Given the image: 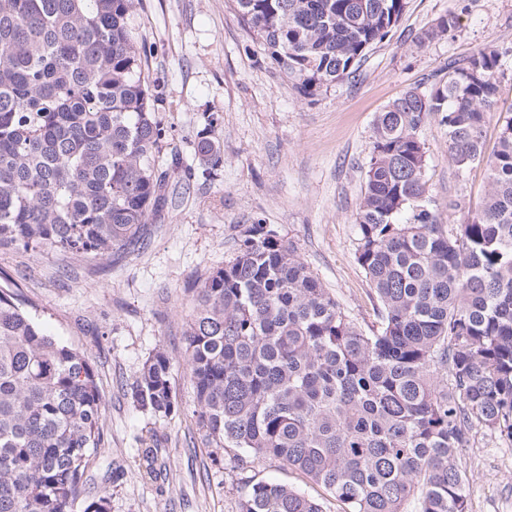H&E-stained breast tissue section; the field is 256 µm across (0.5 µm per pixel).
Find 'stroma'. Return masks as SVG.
Segmentation results:
<instances>
[{
    "label": "stroma",
    "mask_w": 512,
    "mask_h": 512,
    "mask_svg": "<svg viewBox=\"0 0 512 512\" xmlns=\"http://www.w3.org/2000/svg\"><path fill=\"white\" fill-rule=\"evenodd\" d=\"M451 13L459 27L427 38ZM131 26L152 50L145 74L163 98L157 117L169 137L160 157L173 170L171 196L138 247L94 261L0 248V274L18 281L50 335L89 358L105 396L104 445L92 474L96 487L110 489V512H240L260 481L294 486L321 499L324 512H341L333 496L277 459L228 448L222 465H212L183 366L194 309L188 289L233 256L242 225L259 221L296 247L359 327L373 324L355 224L375 118L405 91L442 78L449 60L511 48L512 0H409L356 76L312 98L257 53L232 0H141ZM208 112L224 117L215 131L224 166L206 182L187 172L198 166L192 143ZM420 137L426 207L439 223H466L487 185L485 163L459 171L438 118ZM159 347L173 359L179 404L161 419L140 409L132 391ZM460 461L469 512H512V443L476 430Z\"/></svg>",
    "instance_id": "35a3bbf8"
}]
</instances>
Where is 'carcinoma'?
I'll list each match as a JSON object with an SVG mask.
<instances>
[{
    "mask_svg": "<svg viewBox=\"0 0 512 512\" xmlns=\"http://www.w3.org/2000/svg\"><path fill=\"white\" fill-rule=\"evenodd\" d=\"M242 27L306 95L352 76L408 0H233ZM139 0H0V248L106 259L141 237L166 202L157 153L169 132L143 75L130 18ZM442 17L418 38L445 35ZM502 53L448 62L442 80L387 105L373 125L356 259L377 307L363 330L271 227L248 224L234 256L191 289L184 362L212 464L226 448L273 457L345 512H467L460 449L485 429L512 441V113L499 146L483 134ZM440 117L451 162L484 159L482 201L439 224L428 193L425 120ZM205 116L194 155L224 165ZM0 285V512H110L83 498L103 444L104 399L88 358L49 335ZM174 364L157 349L133 383L139 406L177 409ZM241 512H323L276 482Z\"/></svg>",
    "mask_w": 512,
    "mask_h": 512,
    "instance_id": "1",
    "label": "carcinoma"
}]
</instances>
